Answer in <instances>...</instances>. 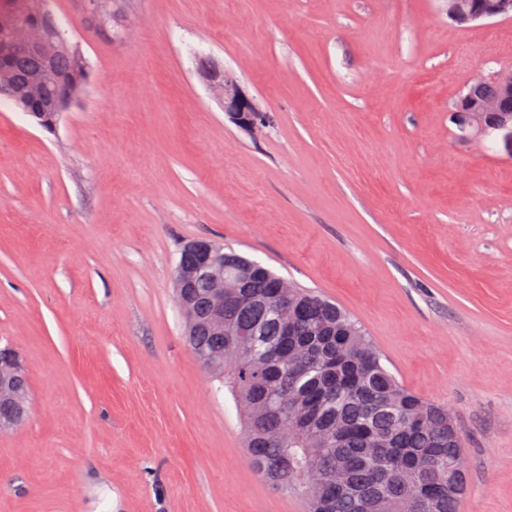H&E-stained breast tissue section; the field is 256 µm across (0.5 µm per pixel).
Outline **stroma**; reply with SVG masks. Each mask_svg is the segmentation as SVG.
<instances>
[{
	"mask_svg": "<svg viewBox=\"0 0 512 512\" xmlns=\"http://www.w3.org/2000/svg\"><path fill=\"white\" fill-rule=\"evenodd\" d=\"M51 7L90 66L54 131L0 104V347L27 419L0 433V512H305L251 466L186 347L182 244L208 238L350 312L448 408L461 512H512V128L455 105L512 67V17L445 0H118L131 35ZM265 117L233 123L199 74ZM448 2V18L453 22H476L509 14L512 16V4L509 0H501L495 6H488L484 3L482 8H475L469 14L460 4V0H446Z\"/></svg>",
	"mask_w": 512,
	"mask_h": 512,
	"instance_id": "1",
	"label": "stroma"
}]
</instances>
